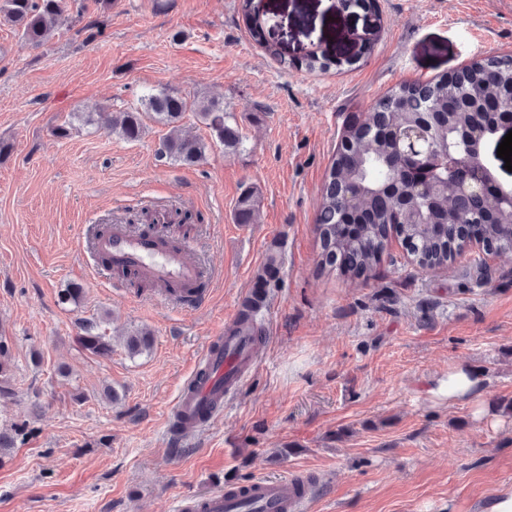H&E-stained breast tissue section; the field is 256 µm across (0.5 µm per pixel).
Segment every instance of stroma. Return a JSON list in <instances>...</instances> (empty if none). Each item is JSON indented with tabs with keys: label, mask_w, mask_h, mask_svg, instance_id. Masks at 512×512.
<instances>
[{
	"label": "stroma",
	"mask_w": 512,
	"mask_h": 512,
	"mask_svg": "<svg viewBox=\"0 0 512 512\" xmlns=\"http://www.w3.org/2000/svg\"><path fill=\"white\" fill-rule=\"evenodd\" d=\"M92 2L67 0L72 24L39 48L0 24V335L12 354L0 432L15 438L0 456V512H172L181 493L299 468L319 477L311 512H479L512 489V255L472 242L429 270L393 234L380 265L353 280L319 272L315 230L325 174L360 109L403 82L512 53V0L345 11L262 0L257 32L242 0H117L97 11L101 32L88 42L76 15ZM319 46L333 65L301 68ZM162 89L222 100L237 152L191 112L182 126L208 148L190 167L157 159L165 126L147 122L129 141L86 121ZM60 126L69 136H55ZM249 188L259 215L239 224ZM155 211L192 215L156 231L213 269L197 310L91 276L90 232L137 230ZM273 249L280 281L259 367L194 445L166 448L183 380ZM75 284L80 301L62 300ZM89 321L111 354L79 344ZM136 330L154 342L132 355L124 339ZM466 365L484 373L477 403L428 394Z\"/></svg>",
	"instance_id": "obj_1"
}]
</instances>
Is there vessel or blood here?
Masks as SVG:
<instances>
[{
  "label": "vessel or blood",
  "mask_w": 512,
  "mask_h": 512,
  "mask_svg": "<svg viewBox=\"0 0 512 512\" xmlns=\"http://www.w3.org/2000/svg\"><path fill=\"white\" fill-rule=\"evenodd\" d=\"M95 258L156 283L161 301L191 311L206 303L210 272L192 260L184 244L126 224L95 232L90 241ZM233 323L211 337L184 379L168 412L167 446L192 443L223 415L224 402L233 397L257 361L255 336H237ZM316 480L312 472L297 469L282 477L258 476L245 484L228 483L206 494L180 496L175 512H309Z\"/></svg>",
  "instance_id": "obj_1"
}]
</instances>
